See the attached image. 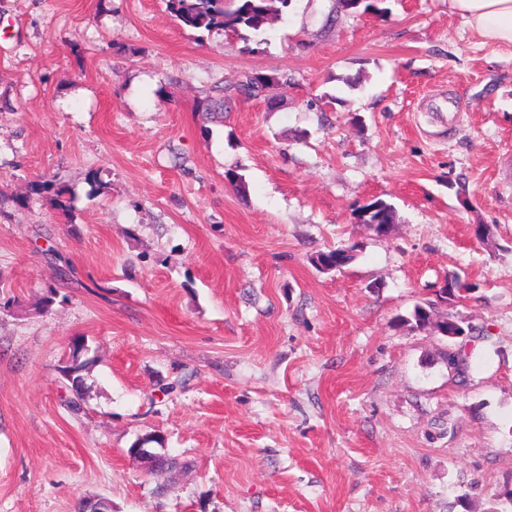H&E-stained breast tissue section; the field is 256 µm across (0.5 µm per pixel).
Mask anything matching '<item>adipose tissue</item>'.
I'll use <instances>...</instances> for the list:
<instances>
[{
    "label": "adipose tissue",
    "mask_w": 512,
    "mask_h": 512,
    "mask_svg": "<svg viewBox=\"0 0 512 512\" xmlns=\"http://www.w3.org/2000/svg\"><path fill=\"white\" fill-rule=\"evenodd\" d=\"M448 11L484 42L512 48V0H448Z\"/></svg>",
    "instance_id": "adipose-tissue-1"
}]
</instances>
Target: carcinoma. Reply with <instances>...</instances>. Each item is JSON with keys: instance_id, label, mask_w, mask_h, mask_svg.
<instances>
[{"instance_id": "carcinoma-1", "label": "carcinoma", "mask_w": 512, "mask_h": 512, "mask_svg": "<svg viewBox=\"0 0 512 512\" xmlns=\"http://www.w3.org/2000/svg\"><path fill=\"white\" fill-rule=\"evenodd\" d=\"M169 12L185 28L200 33H222L243 42L247 51L252 45L261 44L259 36L275 20L282 17L291 6L292 0H165ZM386 0H336V11L351 14H369L378 18L388 16L389 8L385 7ZM274 81L268 75H245L236 81L226 84L217 83L209 88L206 96L199 101V107L207 113L224 111L226 93L234 91L247 98L258 99L266 87ZM38 194L51 195L52 204L63 215H70V205L66 199L67 190L51 182H42L35 186ZM360 224H393L396 211L392 204L383 199H374L362 206L356 212ZM341 260L345 266L354 259L350 249L332 248L320 251L312 257V262L321 265H336ZM472 290V285L461 281L458 277L446 280L439 289V298L443 301L450 297L461 298ZM433 304L417 305L403 322L424 327L431 323ZM84 343L76 340L72 346V365L65 367L64 373L75 392H80L82 378L80 371L85 364L79 362Z\"/></svg>"}]
</instances>
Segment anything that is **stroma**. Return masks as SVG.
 I'll return each instance as SVG.
<instances>
[{"mask_svg":"<svg viewBox=\"0 0 512 512\" xmlns=\"http://www.w3.org/2000/svg\"><path fill=\"white\" fill-rule=\"evenodd\" d=\"M387 5L293 0L248 53L165 0H0V512H512V49ZM429 301L474 334L406 324ZM148 433L183 468L145 473ZM387 0H338L336 12H349L351 14H369L378 18L388 16L389 8L385 7ZM282 81L286 84L290 82L291 78L288 74H282L279 78L271 77L268 75H243L241 79L236 81H229L212 85L209 88L206 96L199 101V107L206 113H215L220 111L224 112V98L227 92H237L247 98L258 99L262 96L266 87L272 81ZM34 191L38 194H52V204L56 210L61 211L64 216L70 215V205L66 199L67 190L60 185L51 182H42L35 186ZM358 223L372 224L378 234H385L390 224L396 220V211L392 204L377 198L362 205L356 212ZM376 223V224H373ZM85 345L80 340H75L72 346V365L64 367L65 376L69 381H71V385L74 391H80V387L82 386V378L79 374L80 371L85 367L84 363H78L80 354L83 352ZM78 395V399L68 400L66 403V407L71 411H79L81 409L80 398L81 393H76Z\"/></svg>","mask_w":512,"mask_h":512,"instance_id":"obj_1","label":"stroma"}]
</instances>
